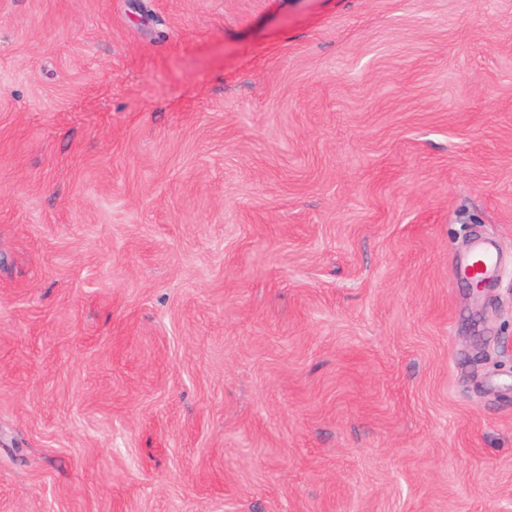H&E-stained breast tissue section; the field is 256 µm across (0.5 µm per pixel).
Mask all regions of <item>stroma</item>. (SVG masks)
<instances>
[{"mask_svg":"<svg viewBox=\"0 0 512 512\" xmlns=\"http://www.w3.org/2000/svg\"><path fill=\"white\" fill-rule=\"evenodd\" d=\"M0 512H512V0H0ZM497 267L496 254L485 246H477L468 256L462 268L467 278L483 279Z\"/></svg>","mask_w":512,"mask_h":512,"instance_id":"obj_1","label":"stroma"}]
</instances>
